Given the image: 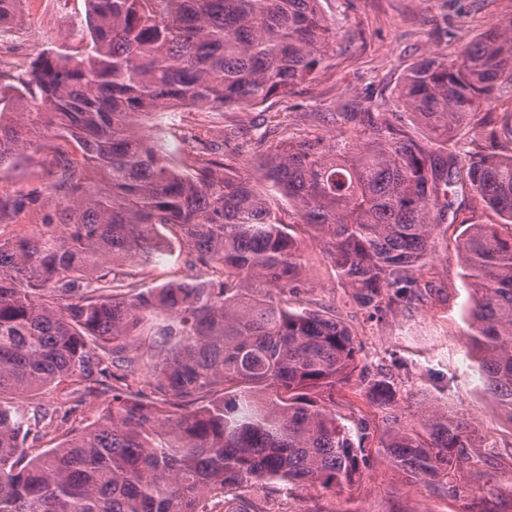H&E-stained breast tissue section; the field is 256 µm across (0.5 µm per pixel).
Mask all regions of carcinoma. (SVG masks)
<instances>
[{
    "label": "carcinoma",
    "mask_w": 512,
    "mask_h": 512,
    "mask_svg": "<svg viewBox=\"0 0 512 512\" xmlns=\"http://www.w3.org/2000/svg\"><path fill=\"white\" fill-rule=\"evenodd\" d=\"M320 0H86L83 49L0 82V166L52 154L56 211L33 237L0 230V512H270L291 486L353 485L364 449L328 404L355 340L330 311L291 309L302 250L251 178L199 138L179 168L137 118L286 98L336 44ZM512 80V22L456 60L414 64L397 87L410 115L357 106L329 139L266 143L259 165L311 228L355 303L416 307L435 230L459 224L472 293L471 352L494 413L512 425V109L481 101ZM483 144L461 155V126ZM42 128L56 143L37 144ZM37 200L0 198V226ZM499 221L483 224L478 213ZM169 230L202 273L150 288ZM92 384V422L11 399ZM385 455L413 481L449 476L477 426L424 409L404 430L389 385H370ZM47 442L36 455L28 442Z\"/></svg>",
    "instance_id": "obj_1"
}]
</instances>
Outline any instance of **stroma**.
<instances>
[{
    "label": "stroma",
    "mask_w": 512,
    "mask_h": 512,
    "mask_svg": "<svg viewBox=\"0 0 512 512\" xmlns=\"http://www.w3.org/2000/svg\"><path fill=\"white\" fill-rule=\"evenodd\" d=\"M320 10L338 33L336 50L318 76L287 99L260 107L222 112L183 109L158 112L144 130L179 163L191 136L221 143L227 162L260 182L256 128L275 140L308 131L332 136L336 112L361 103L375 112L395 109L396 88L413 64L433 54L456 58L461 48L495 23L512 21V0H320ZM85 0H25L20 33L39 50L71 53L83 45ZM48 151H27L0 166V197L27 193L49 181ZM272 208L301 243L302 270L284 297L289 305L334 311L355 336L356 368L336 389V414L366 431L367 463L351 487L314 495L294 489L271 502L272 512H470L473 499L486 500L493 512H512V427L493 412L478 362L466 345L471 291L456 250L458 225L435 232L434 259L423 271L434 287L410 310L369 317L348 295L310 229L295 224L288 202L270 193ZM195 270L179 246L158 253L139 277L149 286L186 280ZM387 377L396 389L394 413L403 428L418 423L432 405L478 425L476 447L455 465L453 479L411 482L385 456L382 415L368 396V383Z\"/></svg>",
    "instance_id": "stroma-1"
}]
</instances>
